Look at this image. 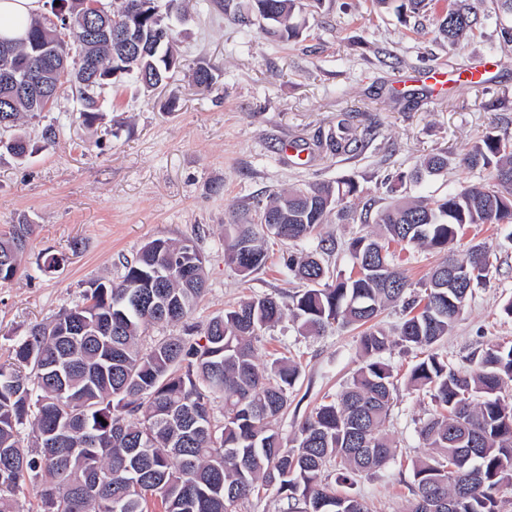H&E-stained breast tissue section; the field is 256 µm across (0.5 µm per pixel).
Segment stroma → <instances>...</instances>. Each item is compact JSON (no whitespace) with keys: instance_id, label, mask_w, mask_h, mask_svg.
Segmentation results:
<instances>
[{"instance_id":"1","label":"stroma","mask_w":512,"mask_h":512,"mask_svg":"<svg viewBox=\"0 0 512 512\" xmlns=\"http://www.w3.org/2000/svg\"><path fill=\"white\" fill-rule=\"evenodd\" d=\"M295 18L298 38L279 42L225 20L216 0H182L169 24L183 65L163 90L148 94L130 81L107 88L112 109L91 126L68 96L24 118L36 151L20 162L0 149V236L16 224L35 225L37 234L14 278L0 284V360L33 325L82 305L92 282L119 279L156 238L192 240L205 259L207 292L187 324L203 325L250 297L291 292L286 247L271 245L266 266L245 277L225 257L230 210L271 192L351 179L364 202L381 206L386 178L435 152L447 155V169L410 195L440 197L485 179L484 169L462 168L459 160L486 134L512 136V45L499 33L512 16L495 14L484 0L473 33L455 43L434 37L431 17L419 30L414 17L375 0H301ZM200 63L217 69L205 93L191 83ZM436 67L444 78L434 85L426 76ZM341 118L359 145L336 155L318 138ZM49 128L56 133L50 141ZM366 231L361 221L336 219L298 247L312 251L320 239L332 240L324 259L346 275L347 245ZM478 242L496 269L434 347L462 370L471 369L475 351L512 342V316L502 310L512 300V224L468 227L448 251L461 256ZM48 251L66 260L43 272ZM257 348L259 362L288 350L301 364L277 423L286 439L362 364L357 330L336 324L311 335L287 318L263 331ZM421 358L399 345L384 356L398 381L386 424L397 455L355 486L374 512H405L412 498V463L425 452L419 427L435 409L429 393L407 384Z\"/></svg>"}]
</instances>
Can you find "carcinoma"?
<instances>
[{
    "instance_id": "obj_1",
    "label": "carcinoma",
    "mask_w": 512,
    "mask_h": 512,
    "mask_svg": "<svg viewBox=\"0 0 512 512\" xmlns=\"http://www.w3.org/2000/svg\"><path fill=\"white\" fill-rule=\"evenodd\" d=\"M54 2L47 0L51 12L35 18L24 38L0 40V47L24 61L45 40L46 55H69L68 43L47 35L67 23L81 41V11L75 0H60L55 13ZM134 2L120 0L108 13L145 37L136 70L143 90L152 92L181 67L164 22L178 0H166L162 11L154 0L134 11ZM376 2L399 15L433 7L437 37L451 42L478 22L467 0ZM295 8L296 0H243L229 20L245 26L259 20L267 35L284 41L298 34ZM115 53L100 42L79 55L84 83L75 86L37 70L30 76L43 80L55 102L77 94L79 112L92 124L105 111L103 88L127 77ZM214 82V68L197 65L196 89L208 91ZM36 112L29 98L0 84L1 130ZM349 130L346 119L338 121L336 135L326 139L331 152H346ZM7 149L23 159L29 143L15 134ZM461 162L487 170L486 179L439 199L408 200L404 187L442 171L448 157L431 155L395 175L387 188L395 201L378 210V232L347 246L349 276L334 279L315 253L292 252L286 268L307 287L287 300L251 297L229 307L204 325L199 340L189 333L142 344L149 327L184 321L205 292L204 259L189 240L145 243L120 280L92 282L82 305L32 327L0 362V512H32L20 497L27 488L38 512H239L269 490L286 500L288 512H370L350 489L395 456L384 432L395 385L382 354L395 343L429 350L448 335L473 286L493 268L486 247L455 257L448 245L473 224L512 223V137L486 135ZM359 200L351 179L276 192L243 218L232 213L227 259L247 276L265 265L268 239L285 245L308 239L333 212L341 220L355 216ZM33 233L32 225L15 224L0 239L1 284L14 277ZM398 246L441 255L420 296L406 297L410 283ZM398 302L405 317L393 340L375 319ZM286 315L307 333L334 323L363 328L359 348L366 361L285 443L276 423L288 409L300 364L283 355L260 367L254 340ZM476 359L475 369L460 371L430 353L410 371L408 384L430 392L436 410L420 427L431 453L413 462L407 512H502L495 491L512 482V402L502 396L512 381V344H491Z\"/></svg>"
}]
</instances>
